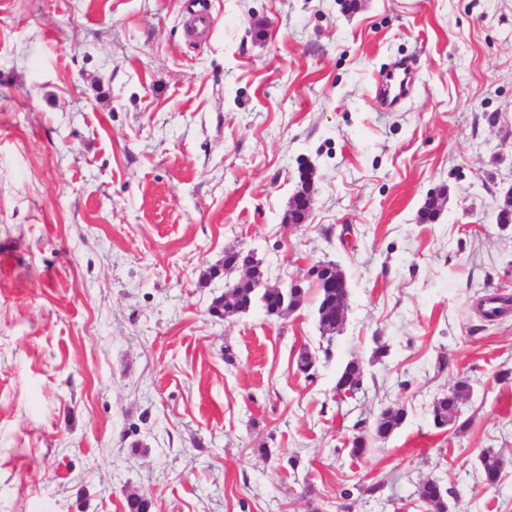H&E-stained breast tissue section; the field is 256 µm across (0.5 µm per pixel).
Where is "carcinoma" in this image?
<instances>
[{
  "label": "carcinoma",
  "instance_id": "1",
  "mask_svg": "<svg viewBox=\"0 0 512 512\" xmlns=\"http://www.w3.org/2000/svg\"><path fill=\"white\" fill-rule=\"evenodd\" d=\"M224 279L234 284L232 288L224 289V294L213 299L210 311L223 312V318H232L250 310L258 305L269 316L281 317L294 311L300 306L305 289L303 288H260L258 283L263 281L264 273L261 265L249 264L247 254L228 249L224 252V262L221 266ZM318 290L316 312L320 331L328 336L336 334L341 326L340 318L344 313L349 299V291L341 293L328 287L324 279L316 282ZM364 367L355 360L347 362L336 377V395L343 392H355L363 386ZM471 392L467 378L457 380L450 394L437 399L432 408L433 423L438 428L448 426L458 420L460 403ZM407 412L403 408H386L382 410L371 427L368 434L353 438L352 455H362L367 450L366 438L374 441H385L390 438L404 423ZM480 468L483 482L493 486L497 484L504 470L503 458L486 450L480 456ZM419 498L433 506L436 512H447L444 501V492L440 484L434 480H427L419 486Z\"/></svg>",
  "mask_w": 512,
  "mask_h": 512
}]
</instances>
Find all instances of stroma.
Segmentation results:
<instances>
[{"instance_id":"35a3bbf8","label":"stroma","mask_w":512,"mask_h":512,"mask_svg":"<svg viewBox=\"0 0 512 512\" xmlns=\"http://www.w3.org/2000/svg\"><path fill=\"white\" fill-rule=\"evenodd\" d=\"M185 3L0 0V512H426L427 479L448 512H512V311L477 309L512 298V0H211L201 44ZM229 248L301 306L213 316ZM326 261L350 291L330 338ZM462 377L466 427H435ZM387 407L404 425L351 455ZM411 72V61L408 59L401 60L380 80V92L386 99H390V104L396 103L408 96L412 85ZM400 74H404L405 77L398 82L397 78ZM312 275L319 280H315L318 290L316 312L319 328L323 335H328L330 338L342 325L340 318L348 304L349 288L347 285L345 291L336 293V288H344V281L338 275H336L335 288H329L328 282L324 279H328L332 275V270L327 266L316 265L312 270ZM321 278L324 279L320 280ZM364 367L355 360L347 362L336 377L335 390L336 396H341V392H355L363 386ZM503 458L492 450L484 451L480 456V468L483 482L493 486L497 484L504 470ZM418 492L420 500L433 506L437 512H447L444 492L438 482L428 479L419 486Z\"/></svg>"}]
</instances>
